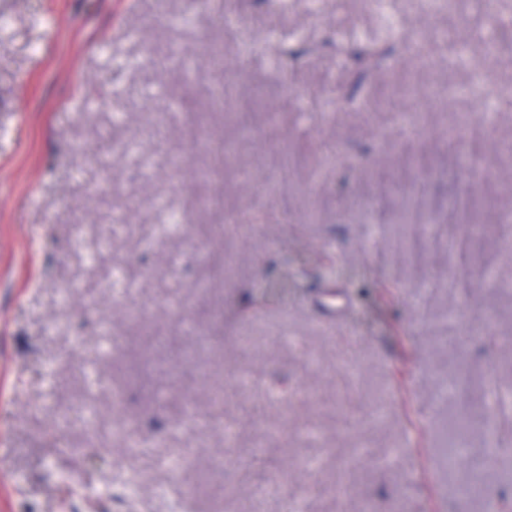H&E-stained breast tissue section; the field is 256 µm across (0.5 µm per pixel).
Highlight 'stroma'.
<instances>
[{
  "label": "stroma",
  "mask_w": 512,
  "mask_h": 512,
  "mask_svg": "<svg viewBox=\"0 0 512 512\" xmlns=\"http://www.w3.org/2000/svg\"><path fill=\"white\" fill-rule=\"evenodd\" d=\"M190 6L198 21L170 27ZM391 14L431 30L425 61L356 89L353 61L324 44L370 39L369 0H0V512H169L156 488L189 484L193 512H483L458 485L485 467L490 387L512 389V224L497 221L512 107L490 129L477 99L416 95L467 85L449 55L480 54L512 21L491 28L483 0ZM286 36L319 50L278 56ZM218 87L232 111L212 109ZM462 115L468 136L449 143ZM301 245L365 266L367 285L311 275L288 305L241 315ZM488 266L498 287L459 285ZM87 401L91 444L72 414ZM464 416L469 457L452 470ZM182 448L196 466L178 474ZM121 474L140 490L123 504Z\"/></svg>",
  "instance_id": "1"
}]
</instances>
